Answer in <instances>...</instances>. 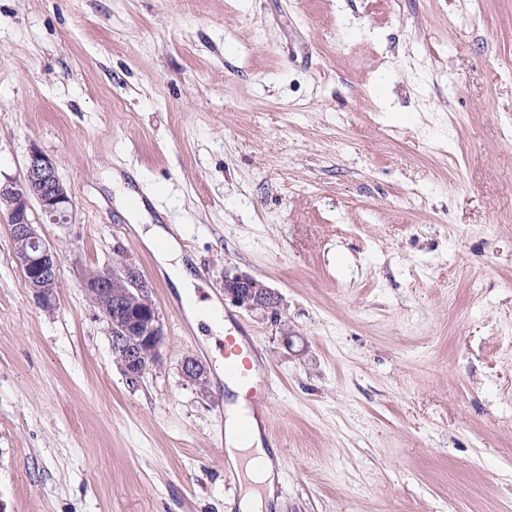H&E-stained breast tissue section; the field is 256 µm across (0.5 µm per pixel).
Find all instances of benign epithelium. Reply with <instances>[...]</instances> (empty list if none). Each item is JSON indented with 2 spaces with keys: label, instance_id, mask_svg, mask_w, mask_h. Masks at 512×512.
I'll list each match as a JSON object with an SVG mask.
<instances>
[{
  "label": "benign epithelium",
  "instance_id": "obj_1",
  "mask_svg": "<svg viewBox=\"0 0 512 512\" xmlns=\"http://www.w3.org/2000/svg\"><path fill=\"white\" fill-rule=\"evenodd\" d=\"M34 204L40 208V220L32 218ZM0 210L8 218L14 260L27 288L42 306H52L60 285L61 253L44 235L43 225L65 226L71 223L73 211L71 193L57 174L56 161L32 148L22 177L0 180ZM83 288L93 305L103 298L109 301L102 319L108 327L115 362L129 383H138L160 360L164 341L152 289L126 264L85 269ZM224 298L247 310L274 309L279 303L275 293L243 274L224 275ZM181 372L200 391L206 390L207 370L195 358H185Z\"/></svg>",
  "mask_w": 512,
  "mask_h": 512
}]
</instances>
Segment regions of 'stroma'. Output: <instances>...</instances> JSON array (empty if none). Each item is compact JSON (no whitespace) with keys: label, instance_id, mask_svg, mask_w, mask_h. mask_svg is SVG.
I'll return each instance as SVG.
<instances>
[{"label":"stroma","instance_id":"35a3bbf8","mask_svg":"<svg viewBox=\"0 0 512 512\" xmlns=\"http://www.w3.org/2000/svg\"><path fill=\"white\" fill-rule=\"evenodd\" d=\"M34 146L74 211L48 309L0 214V512H240L221 334L115 172L269 369L264 512H512V0H0V175ZM116 262L165 333L134 386L82 287ZM109 186L115 191V203L119 208L127 211L134 221L147 218V207L138 194L123 186L121 179L112 175L108 180ZM161 262L165 267L171 281L176 286L182 300L186 303L187 311L190 316H196L200 310V304L196 303L197 297L193 291L192 283L196 280L186 269L185 264L179 258V253L175 251L170 243L167 248L158 250ZM175 261L174 264L172 262ZM224 298L247 310L275 309L278 296L261 287L252 277L243 274L224 276ZM181 372L185 380L196 385L200 391L204 392L207 387V370L193 357L184 359Z\"/></svg>","mask_w":512,"mask_h":512}]
</instances>
